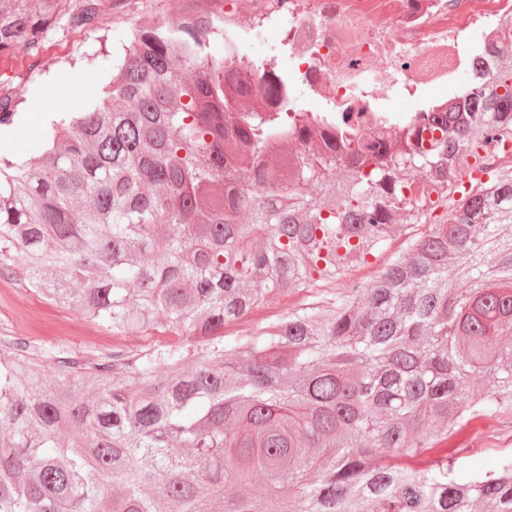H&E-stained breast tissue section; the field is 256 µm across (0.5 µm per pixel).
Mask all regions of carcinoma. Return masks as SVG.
Masks as SVG:
<instances>
[{"label":"carcinoma","mask_w":512,"mask_h":512,"mask_svg":"<svg viewBox=\"0 0 512 512\" xmlns=\"http://www.w3.org/2000/svg\"><path fill=\"white\" fill-rule=\"evenodd\" d=\"M100 7L6 0L0 57L94 29ZM223 17L180 0L137 26L109 100L0 155V275L20 260L114 336L178 337L81 357L1 337L0 512H512V457L464 475L448 449L512 414V59L463 126L424 118L428 150L417 119L366 140L350 115L255 111L279 85L224 65ZM17 112L0 94V125ZM400 229L401 254L354 282ZM307 295H308V293H306V292H299L296 294L278 298L274 302H272L268 305H265V306H262V307H259L255 310H253L245 318L228 324L224 328V332L240 333L242 331H246L247 329L251 328V326L255 322L280 313L282 310L288 308L289 305L295 304V303L305 299Z\"/></svg>","instance_id":"carcinoma-1"}]
</instances>
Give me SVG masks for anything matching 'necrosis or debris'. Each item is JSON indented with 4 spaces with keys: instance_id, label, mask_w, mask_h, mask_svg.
Returning <instances> with one entry per match:
<instances>
[{
    "instance_id": "4bbe7bcc",
    "label": "necrosis or debris",
    "mask_w": 512,
    "mask_h": 512,
    "mask_svg": "<svg viewBox=\"0 0 512 512\" xmlns=\"http://www.w3.org/2000/svg\"><path fill=\"white\" fill-rule=\"evenodd\" d=\"M223 7L225 64L249 59L255 33L276 37L259 74L278 77L280 96L256 101V109L278 108L300 90L322 118L358 107L368 136L462 104L488 81L512 27V0H224ZM440 86L447 96H435ZM397 98L409 110L394 109Z\"/></svg>"
}]
</instances>
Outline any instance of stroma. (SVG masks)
I'll list each match as a JSON object with an SVG mask.
<instances>
[{"instance_id":"1","label":"stroma","mask_w":512,"mask_h":512,"mask_svg":"<svg viewBox=\"0 0 512 512\" xmlns=\"http://www.w3.org/2000/svg\"><path fill=\"white\" fill-rule=\"evenodd\" d=\"M178 2L131 0L127 11L117 15L104 8L97 29L53 34L50 49L35 64L30 63L26 51H16L10 64L0 67V92L17 98L20 118L10 127H0V152L28 156L40 141L46 114L76 112L98 102L106 55L121 47L132 26L174 19ZM0 336H21L43 349L60 348L79 357L110 351L119 342L140 348L170 338L169 333L151 330L116 340L111 332L78 313L47 301L30 287L20 265L12 275L0 277ZM464 439L466 449L458 460L462 471L496 470L504 458L512 456V417L479 420Z\"/></svg>"}]
</instances>
